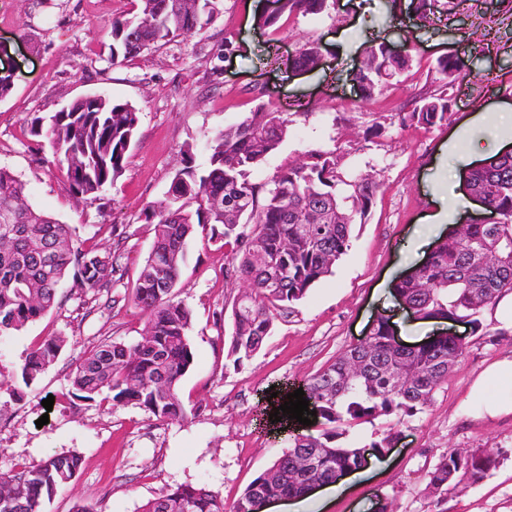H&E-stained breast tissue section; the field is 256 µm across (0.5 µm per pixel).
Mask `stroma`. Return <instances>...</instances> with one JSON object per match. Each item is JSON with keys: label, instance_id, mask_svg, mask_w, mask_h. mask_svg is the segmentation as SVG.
<instances>
[{"label": "stroma", "instance_id": "obj_1", "mask_svg": "<svg viewBox=\"0 0 512 512\" xmlns=\"http://www.w3.org/2000/svg\"><path fill=\"white\" fill-rule=\"evenodd\" d=\"M246 0H222L203 30L112 66L104 49L113 18L136 13L138 0H0V66L13 75L0 99V167L26 184L30 200L81 237L119 248L126 275L121 302L88 310L68 296L61 307L0 342V367L16 371L44 337L67 343L39 383L9 395L0 390V473L63 451L83 459L72 483L44 512H72L75 504L104 512H138L148 499L181 484L206 487L233 506L244 488L285 449L290 427L269 415L288 393L349 345L362 340L378 314L406 319L391 288L428 255L420 232L432 223L433 182L450 192L443 146L475 118L474 138L488 155L512 141V130L494 116L512 111V15L496 0H438L437 20H420L411 0H329L318 15L281 18L272 27L250 25ZM319 42L317 70L287 73L278 57L305 41ZM411 52L412 65L397 80L361 102L349 73L378 42ZM460 56L455 82L437 60ZM448 90L450 124L402 128L391 114L422 92ZM98 93L133 103L139 125L123 176L103 199L77 200L50 150L31 135L71 100ZM283 112L289 135L281 150L252 171L270 184L276 174L311 149L339 155L354 173L381 183L367 223L355 226L335 272L317 284L294 311L275 322L272 334L243 368L226 357L231 305L241 282L231 275L230 246L201 233L189 244L177 299L191 313L194 354L181 383L191 411L187 422L166 424L134 406L109 408L67 394L66 376L94 346L140 339L147 318L127 294L153 242L141 211L162 199L182 166L185 145L203 147L224 127L258 106ZM386 125L383 136L368 132ZM435 226V225H432ZM447 235L452 222L435 226ZM466 349L422 412L404 421L379 416L349 428L344 445L360 447L398 428L399 441L384 463L347 482L325 512H357L387 499L393 512H512V419L473 418L465 398L471 382L492 361L512 354V333L464 332ZM53 398L52 411L42 401ZM46 425H39L41 416ZM497 448L502 455L485 480L449 489L436 498L425 490L427 473L448 449Z\"/></svg>", "mask_w": 512, "mask_h": 512}]
</instances>
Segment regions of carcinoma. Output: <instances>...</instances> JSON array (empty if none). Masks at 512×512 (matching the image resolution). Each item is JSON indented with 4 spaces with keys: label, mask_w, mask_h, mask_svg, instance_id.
<instances>
[{
    "label": "carcinoma",
    "mask_w": 512,
    "mask_h": 512,
    "mask_svg": "<svg viewBox=\"0 0 512 512\" xmlns=\"http://www.w3.org/2000/svg\"><path fill=\"white\" fill-rule=\"evenodd\" d=\"M136 14L112 21L108 58L120 66L133 57L208 25L221 0H139ZM329 0H275L259 23L271 27L285 15H315ZM322 57L317 42H306L282 61L285 68L313 70ZM412 58L394 56L379 43L365 52L353 74L361 101L400 77ZM453 56L437 61L453 85L459 70ZM452 116L447 91L416 95L412 108L397 112L402 127H440ZM139 124L138 109L127 101L96 96L82 112L59 110L36 118L31 133L48 142L56 166L65 171L72 193L98 200L123 175ZM288 135L283 113L260 107L243 121L217 133L206 145L207 161L196 163L193 147L183 149V167L164 198L145 208L154 239L131 289V300L147 315L149 339L134 344L102 343L75 364L67 376L71 396L103 401L116 408L135 406L156 420L180 424L189 414L180 383L194 355L188 331L191 315L176 300L186 250L198 229L210 239L233 241L234 272L242 291L234 296L227 357L241 367L262 347L281 313L303 300L315 283L331 275L349 247L352 227L364 224L380 183L370 174L353 175L334 152L307 151L264 188L251 171L274 154ZM468 186L483 197L488 221L465 224L440 240L427 261L398 281L403 303L422 320L442 319L483 330L480 314L502 292H512V154L468 173ZM118 250L81 240L76 228L36 208L26 185L0 167V338L11 336L62 303L59 289L96 301L124 279ZM389 318L380 316L367 339L348 346L309 376L305 396L315 397L321 433H297L288 450L244 489L232 510L213 492L181 484L148 500L140 512H257L265 498H296L314 482L332 483L336 471L360 469L365 453L380 457L399 431L363 447H345L346 428L378 416L401 421L416 415L447 380L464 342L447 335L424 345L397 349ZM65 338L49 336L25 357L19 371L0 380V389L30 388L56 362ZM500 451L450 449L428 473L425 490L439 496L448 486L477 483L499 464ZM82 465L77 453H61L23 463L0 474V512H44V505L66 488Z\"/></svg>",
    "instance_id": "1"
}]
</instances>
